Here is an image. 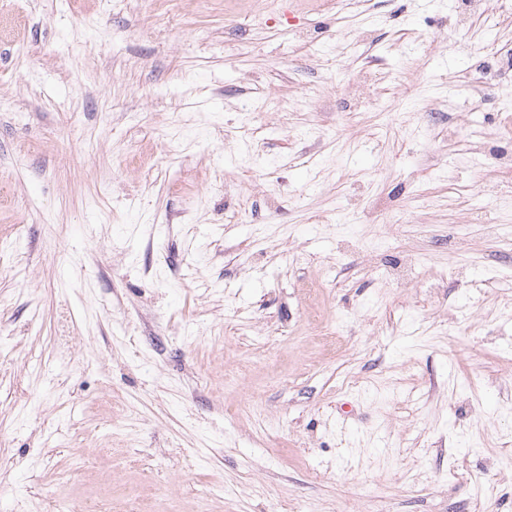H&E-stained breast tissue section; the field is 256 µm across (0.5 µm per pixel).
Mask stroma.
<instances>
[{
  "label": "stroma",
  "instance_id": "35a3bbf8",
  "mask_svg": "<svg viewBox=\"0 0 512 512\" xmlns=\"http://www.w3.org/2000/svg\"><path fill=\"white\" fill-rule=\"evenodd\" d=\"M501 2L0 0V512H512Z\"/></svg>",
  "mask_w": 512,
  "mask_h": 512
}]
</instances>
